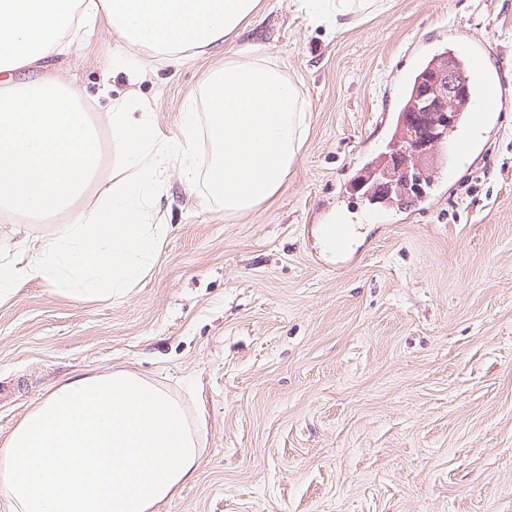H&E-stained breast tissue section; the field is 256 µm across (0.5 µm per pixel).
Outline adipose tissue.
Listing matches in <instances>:
<instances>
[{"instance_id":"adipose-tissue-1","label":"adipose tissue","mask_w":512,"mask_h":512,"mask_svg":"<svg viewBox=\"0 0 512 512\" xmlns=\"http://www.w3.org/2000/svg\"><path fill=\"white\" fill-rule=\"evenodd\" d=\"M311 20L338 32L385 0H300ZM258 0H0V211L65 224L23 238L0 258V302L22 276L75 300L125 295L151 270L168 231L155 207L169 167L186 186L205 180L228 216L256 209L282 187L305 135L299 86L260 55L236 52L203 80V106L161 132L154 113L126 94L101 123L112 131L126 177L93 210L76 201L101 162L96 125L76 77L21 81L34 62L69 52L105 23L108 66L139 79L148 59L178 64L234 38ZM207 128L208 161L196 151ZM201 438L168 390L126 370L78 372L54 386L0 442V499L11 512H155L192 480Z\"/></svg>"}]
</instances>
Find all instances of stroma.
<instances>
[{"label":"stroma","instance_id":"1","mask_svg":"<svg viewBox=\"0 0 512 512\" xmlns=\"http://www.w3.org/2000/svg\"><path fill=\"white\" fill-rule=\"evenodd\" d=\"M451 25L512 73V0H388L337 35L297 0H259L233 41L134 85L107 74L103 24L23 72L79 75L95 117L134 90L174 135L205 72L251 48L299 85L307 133L278 193L243 215L170 169L171 229L124 296L19 283L0 303V442L72 372L129 370L202 435L196 477L156 512H512V108L453 181L391 204L356 187L386 150L384 89L411 68L410 43ZM99 136L84 210L121 176L111 129ZM338 215L357 229L341 259L318 236Z\"/></svg>","mask_w":512,"mask_h":512}]
</instances>
